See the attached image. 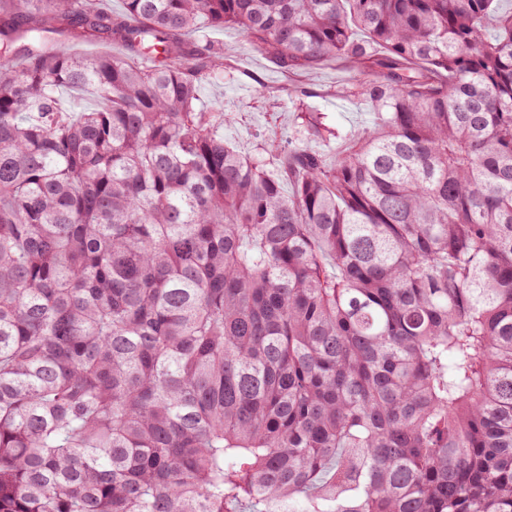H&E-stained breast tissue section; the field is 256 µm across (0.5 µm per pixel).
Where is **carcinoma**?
<instances>
[{
  "label": "carcinoma",
  "instance_id": "1",
  "mask_svg": "<svg viewBox=\"0 0 512 512\" xmlns=\"http://www.w3.org/2000/svg\"><path fill=\"white\" fill-rule=\"evenodd\" d=\"M124 4L0 0V512H512V8ZM201 18L376 122L242 154ZM57 39L60 43L69 46V49L75 54H102V53H113L123 54L124 49L118 44L112 43H100V42H77L73 41L66 33L57 35Z\"/></svg>",
  "mask_w": 512,
  "mask_h": 512
}]
</instances>
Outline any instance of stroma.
Here are the masks:
<instances>
[{"label":"stroma","mask_w":512,"mask_h":512,"mask_svg":"<svg viewBox=\"0 0 512 512\" xmlns=\"http://www.w3.org/2000/svg\"><path fill=\"white\" fill-rule=\"evenodd\" d=\"M189 38L211 44L224 57L216 80L203 86L201 102L213 111L231 114V122L222 125L221 130L225 139L245 155H256L265 140L273 139L283 146L300 141L325 156H333L335 144L301 131L288 95L296 86L305 91L306 105L324 113L326 124L341 136H350L374 118L360 97L343 93L349 76L344 65L334 63L297 75L290 73L235 27L205 25L192 31Z\"/></svg>","instance_id":"35a3bbf8"}]
</instances>
